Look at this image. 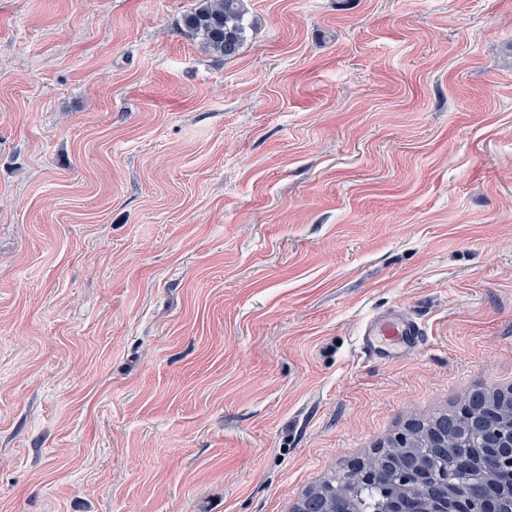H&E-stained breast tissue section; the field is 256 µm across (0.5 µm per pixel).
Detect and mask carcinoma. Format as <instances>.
Wrapping results in <instances>:
<instances>
[{
	"mask_svg": "<svg viewBox=\"0 0 512 512\" xmlns=\"http://www.w3.org/2000/svg\"><path fill=\"white\" fill-rule=\"evenodd\" d=\"M246 14V0H200L194 11L185 16L184 26L190 36L200 40L205 50L223 59H231L239 54L243 45ZM438 427L446 428L450 438L460 437L469 430L468 415L456 409L416 418L410 423V435L421 439ZM400 457L402 446L388 443L376 448L368 456L367 464L395 461ZM333 481L334 478H327L305 492L296 509L300 512H330L336 507V501L326 496V489ZM349 491L359 512H384V504L395 498L396 493L392 488L364 485L359 481L354 482Z\"/></svg>",
	"mask_w": 512,
	"mask_h": 512,
	"instance_id": "carcinoma-1",
	"label": "carcinoma"
}]
</instances>
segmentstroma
<instances>
[{"instance_id":"1","label":"stroma","mask_w":512,"mask_h":512,"mask_svg":"<svg viewBox=\"0 0 512 512\" xmlns=\"http://www.w3.org/2000/svg\"><path fill=\"white\" fill-rule=\"evenodd\" d=\"M197 5L0 0V512H293L512 388V0ZM184 18L187 33L200 39L211 54L223 59L237 56L245 39L246 0H199ZM419 324L403 310L394 309L385 317H374L366 324L361 338V350L369 356L384 355V341H398L406 345L419 341ZM458 409L413 419L409 425L410 435L421 439L434 432L435 428L446 427L448 439L462 436L464 431L469 430V417L460 413ZM336 476L325 479L320 485L305 492L298 501V512H336L330 511L336 507V500L326 496V489L334 481Z\"/></svg>"}]
</instances>
